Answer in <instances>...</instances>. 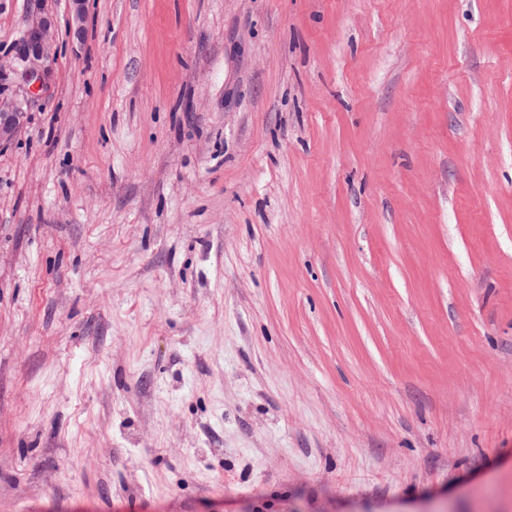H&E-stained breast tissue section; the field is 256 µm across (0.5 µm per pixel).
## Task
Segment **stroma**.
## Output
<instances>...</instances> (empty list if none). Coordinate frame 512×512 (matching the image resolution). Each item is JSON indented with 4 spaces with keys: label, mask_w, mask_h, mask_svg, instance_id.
Listing matches in <instances>:
<instances>
[{
    "label": "stroma",
    "mask_w": 512,
    "mask_h": 512,
    "mask_svg": "<svg viewBox=\"0 0 512 512\" xmlns=\"http://www.w3.org/2000/svg\"><path fill=\"white\" fill-rule=\"evenodd\" d=\"M44 6L0 512H512V0Z\"/></svg>",
    "instance_id": "35a3bbf8"
}]
</instances>
